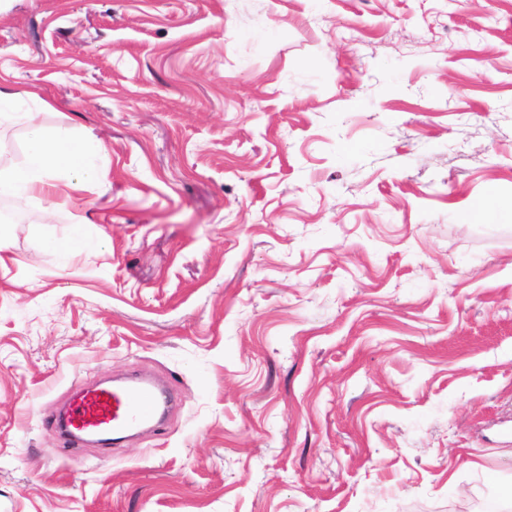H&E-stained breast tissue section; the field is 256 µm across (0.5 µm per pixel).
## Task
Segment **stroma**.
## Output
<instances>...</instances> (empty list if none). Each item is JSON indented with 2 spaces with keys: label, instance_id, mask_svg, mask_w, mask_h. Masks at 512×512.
I'll list each match as a JSON object with an SVG mask.
<instances>
[{
  "label": "stroma",
  "instance_id": "1",
  "mask_svg": "<svg viewBox=\"0 0 512 512\" xmlns=\"http://www.w3.org/2000/svg\"><path fill=\"white\" fill-rule=\"evenodd\" d=\"M0 87L105 145L0 226V512H512V0H0ZM168 386L147 379L133 384L94 387L83 391L70 405L63 419L54 420L62 439L81 444L88 437L118 442L144 426L158 428L172 402Z\"/></svg>",
  "mask_w": 512,
  "mask_h": 512
}]
</instances>
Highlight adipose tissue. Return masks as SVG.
Listing matches in <instances>:
<instances>
[{
    "instance_id": "ef3b65f1",
    "label": "adipose tissue",
    "mask_w": 512,
    "mask_h": 512,
    "mask_svg": "<svg viewBox=\"0 0 512 512\" xmlns=\"http://www.w3.org/2000/svg\"><path fill=\"white\" fill-rule=\"evenodd\" d=\"M38 92L11 93L0 89V122L19 121L27 128L22 165L0 169V196H32L52 200L93 186L99 172L93 164L104 150L101 140L84 137L66 126L43 125L27 103L39 101Z\"/></svg>"
}]
</instances>
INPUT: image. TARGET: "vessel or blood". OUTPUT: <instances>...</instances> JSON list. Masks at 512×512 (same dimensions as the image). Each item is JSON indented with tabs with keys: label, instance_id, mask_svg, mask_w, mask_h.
Masks as SVG:
<instances>
[{
	"label": "vessel or blood",
	"instance_id": "b4317fda",
	"mask_svg": "<svg viewBox=\"0 0 512 512\" xmlns=\"http://www.w3.org/2000/svg\"><path fill=\"white\" fill-rule=\"evenodd\" d=\"M172 401L168 387L147 379L83 391L54 425L62 439L81 444L93 436L117 442L144 426L160 427Z\"/></svg>",
	"mask_w": 512,
	"mask_h": 512
}]
</instances>
